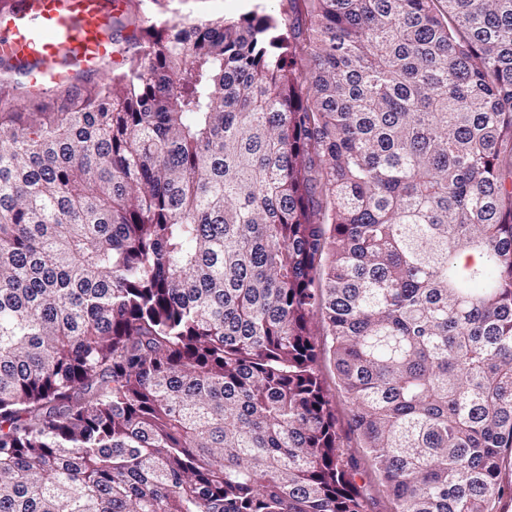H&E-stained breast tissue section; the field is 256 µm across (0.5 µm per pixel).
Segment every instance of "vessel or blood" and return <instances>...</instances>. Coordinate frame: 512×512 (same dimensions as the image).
Segmentation results:
<instances>
[{"instance_id": "vessel-or-blood-1", "label": "vessel or blood", "mask_w": 512, "mask_h": 512, "mask_svg": "<svg viewBox=\"0 0 512 512\" xmlns=\"http://www.w3.org/2000/svg\"><path fill=\"white\" fill-rule=\"evenodd\" d=\"M118 0H0V56L35 62L28 78L45 87L95 73L115 56Z\"/></svg>"}]
</instances>
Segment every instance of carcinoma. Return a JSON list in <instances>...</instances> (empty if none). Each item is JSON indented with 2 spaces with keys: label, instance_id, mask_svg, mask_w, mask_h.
I'll use <instances>...</instances> for the list:
<instances>
[{
  "label": "carcinoma",
  "instance_id": "1",
  "mask_svg": "<svg viewBox=\"0 0 512 512\" xmlns=\"http://www.w3.org/2000/svg\"><path fill=\"white\" fill-rule=\"evenodd\" d=\"M170 2L49 122L0 57V512H367L324 358L396 512H498L512 0ZM259 6L266 13L278 18H287L284 10L287 3L281 0H175L174 8L178 15L196 18L237 17ZM322 371L326 379L327 392L336 408V430L340 437V444L343 449L357 447L356 436L351 432L348 425L350 413V400L340 389L336 380V372L329 362H322Z\"/></svg>",
  "mask_w": 512,
  "mask_h": 512
}]
</instances>
